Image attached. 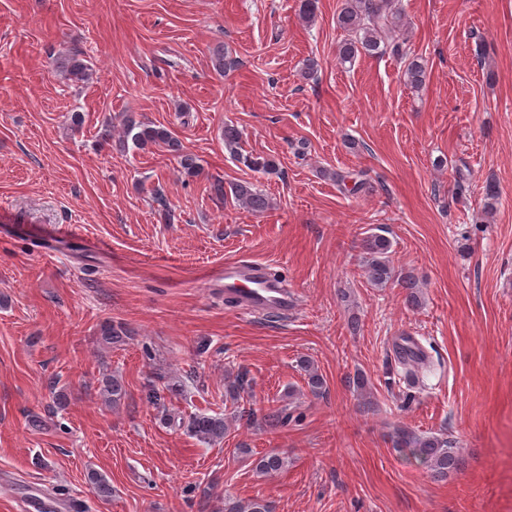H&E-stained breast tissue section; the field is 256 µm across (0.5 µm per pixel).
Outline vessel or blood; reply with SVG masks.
<instances>
[{"instance_id": "vessel-or-blood-1", "label": "vessel or blood", "mask_w": 512, "mask_h": 512, "mask_svg": "<svg viewBox=\"0 0 512 512\" xmlns=\"http://www.w3.org/2000/svg\"><path fill=\"white\" fill-rule=\"evenodd\" d=\"M224 296L244 314H287L297 306L281 278L260 262L231 261L224 265Z\"/></svg>"}]
</instances>
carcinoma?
Listing matches in <instances>:
<instances>
[{
  "label": "carcinoma",
  "mask_w": 512,
  "mask_h": 512,
  "mask_svg": "<svg viewBox=\"0 0 512 512\" xmlns=\"http://www.w3.org/2000/svg\"><path fill=\"white\" fill-rule=\"evenodd\" d=\"M400 14L395 0H343L337 15L339 28L347 31L349 37L337 46V54L344 64H354L362 55L388 54L404 64V78L408 85L418 88L425 81L426 69L421 59L410 56L405 41L390 39L387 33ZM58 67L64 77L72 82H83L90 76L91 66L80 55L72 53L59 60ZM124 140L132 142L139 150L152 145H164L173 151L180 150L181 143L174 133L164 127L152 126L132 118H127L123 128ZM224 146L233 156L241 159L246 167L264 174H273L277 170L275 160L260 156L241 154V135L232 124L224 125ZM235 199L251 212L261 214L270 208L268 196L251 182H242L231 188ZM391 242L381 234L372 233L362 239V249L366 254L364 272L367 281L376 288H384L394 279H398L403 287L409 289L408 304L419 305V295L415 290L414 277L406 273H396L390 265L388 254ZM125 329L108 320L101 325L100 341L106 347L122 341ZM308 372L307 386L311 394L319 396L323 393L324 380L314 369L310 361H303ZM102 394L112 405L121 403L126 395L124 385L114 376L102 378ZM250 420L260 419L265 424L276 427L287 423V408H250L242 410ZM188 431L207 443L221 442L228 432L229 426L224 417L198 414L192 416L187 425ZM393 447L408 452L419 464L426 466L435 478H446L449 474L461 469L463 458L456 442L443 436H425L411 430L400 428L394 436ZM254 470L261 475L276 474L288 465L286 457L277 452H269L253 461ZM224 512H273L271 502L265 499H249L245 502L228 498L224 500Z\"/></svg>",
  "instance_id": "1"
}]
</instances>
